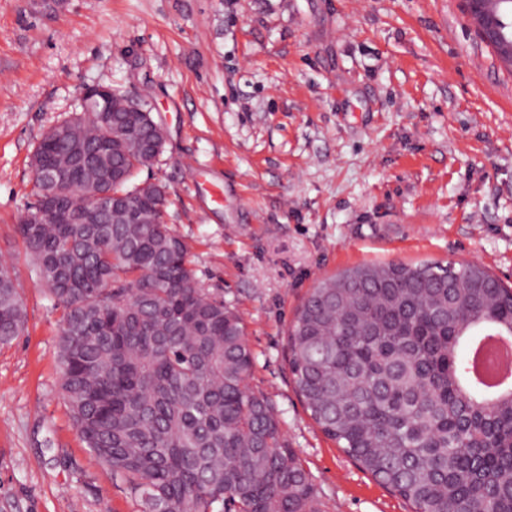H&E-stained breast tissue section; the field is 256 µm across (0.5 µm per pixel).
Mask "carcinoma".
<instances>
[{
	"mask_svg": "<svg viewBox=\"0 0 512 512\" xmlns=\"http://www.w3.org/2000/svg\"><path fill=\"white\" fill-rule=\"evenodd\" d=\"M35 147L33 195L129 208L93 224L23 220L16 231L54 306L73 424L141 512H315L314 487L247 383L254 357L235 307L210 296L165 220V187L134 182L161 137L144 98L112 90ZM79 147L62 179L49 157ZM122 178L112 180L110 171ZM0 265V346L24 326ZM512 337V288L480 264H359L318 282L288 330V369L315 424L413 512H512V386L470 380L468 339Z\"/></svg>",
	"mask_w": 512,
	"mask_h": 512,
	"instance_id": "carcinoma-1",
	"label": "carcinoma"
}]
</instances>
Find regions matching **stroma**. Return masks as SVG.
<instances>
[{
	"mask_svg": "<svg viewBox=\"0 0 512 512\" xmlns=\"http://www.w3.org/2000/svg\"><path fill=\"white\" fill-rule=\"evenodd\" d=\"M112 85L147 98L165 149L142 181L211 296L233 304L248 385L318 512H410L327 439L286 361L315 283L371 262L482 264L512 283V72L460 0H0V263L26 315L0 347V512H139L60 395L62 318L15 233L32 152Z\"/></svg>",
	"mask_w": 512,
	"mask_h": 512,
	"instance_id": "1",
	"label": "stroma"
}]
</instances>
